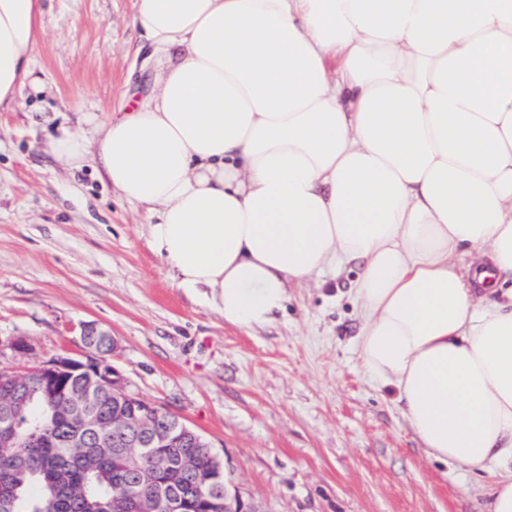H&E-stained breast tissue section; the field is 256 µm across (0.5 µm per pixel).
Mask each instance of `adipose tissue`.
<instances>
[{
    "mask_svg": "<svg viewBox=\"0 0 512 512\" xmlns=\"http://www.w3.org/2000/svg\"><path fill=\"white\" fill-rule=\"evenodd\" d=\"M43 0H0V106L33 80ZM137 108L48 144L146 206L180 287L230 325L359 266L364 371L426 454L512 512V0H135Z\"/></svg>",
    "mask_w": 512,
    "mask_h": 512,
    "instance_id": "1",
    "label": "adipose tissue"
}]
</instances>
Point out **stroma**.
I'll use <instances>...</instances> for the list:
<instances>
[{
  "mask_svg": "<svg viewBox=\"0 0 512 512\" xmlns=\"http://www.w3.org/2000/svg\"><path fill=\"white\" fill-rule=\"evenodd\" d=\"M134 0H45L34 75L0 110V371L78 352L94 322L116 340L132 391L178 415L221 458L226 489L255 512H488L492 479L430 459L393 386L362 368L354 283L323 272L288 290L270 324L225 323L209 289L179 287L149 244L153 216L93 166L45 151L86 112L128 111L155 67Z\"/></svg>",
  "mask_w": 512,
  "mask_h": 512,
  "instance_id": "stroma-1",
  "label": "stroma"
}]
</instances>
